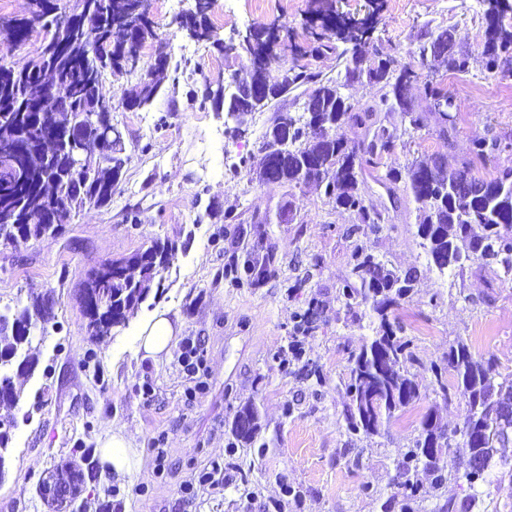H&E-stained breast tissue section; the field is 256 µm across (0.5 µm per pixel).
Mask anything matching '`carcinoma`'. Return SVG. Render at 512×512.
<instances>
[{
	"instance_id": "cac0c4a2",
	"label": "carcinoma",
	"mask_w": 512,
	"mask_h": 512,
	"mask_svg": "<svg viewBox=\"0 0 512 512\" xmlns=\"http://www.w3.org/2000/svg\"><path fill=\"white\" fill-rule=\"evenodd\" d=\"M96 18L91 24L81 25L63 16L59 0H31V12L43 32L47 43H64L44 59L33 58L23 67H15L8 54L30 39L32 29L28 22L0 18L8 28L5 41H0V240L41 239L61 234L70 223L73 213L85 208H107L112 203L114 188L123 175L124 166L110 163L105 157L90 154L95 167L87 178L66 174L64 163L45 158L43 134H54L59 115L50 108L48 100L38 101L32 96L42 70L48 68L57 75L61 86L58 105L65 107L112 108V98L104 93V84L110 70L127 66L125 74L131 76L139 69L144 44L142 31L153 25L144 14L136 12L132 0H94ZM512 11L509 0H494L486 14L487 26L481 56L482 68L489 74L500 73L499 59L512 52V30L502 25L501 17ZM127 17L126 32L122 39L110 42L112 24L120 16ZM237 54L250 59L247 77L240 80L235 91L224 95V101L213 103L216 109L245 115L264 111L269 103L299 85L312 81L314 75L303 68H286V76L277 82L267 77L268 65L259 63L261 57L273 58L271 41L242 43ZM420 64L428 59L439 62L452 75L470 73L474 63L472 53L455 46L453 32L441 28L419 43L414 51ZM148 73L140 75L137 83L122 100L128 109L150 104L160 85L155 82L146 87ZM366 78L381 86L380 103L360 111L346 104L336 81H318L302 104L301 115L288 112L275 113L271 125L262 135L260 158L243 156L234 172L245 173L261 184L279 183L288 186L313 183L323 190L324 196L336 208L354 214L356 225L351 233L360 234L353 253L349 277L339 289L344 306H368L377 315L379 324L375 336L363 343L349 358L346 389L350 404L344 415L346 430L352 434L374 436L383 423L396 411L405 408L420 396L419 383L411 375L409 365L416 361L413 341L405 336L403 325L390 319L388 311L407 297L411 275H400L371 252V237L385 229L382 214L365 205L359 188V175L367 168L380 164L385 154L395 153L397 136L380 117L383 110L398 109L401 121L408 124L407 131L420 132L434 127L439 136L447 138L455 130L456 116L442 111L452 105V97L443 82L431 75H422L412 66L399 68V79L392 80V71L383 59L369 60L354 52L345 60V80L350 82ZM418 84L422 96L429 101L426 112H417L408 101L407 91ZM351 122L365 129L364 137L354 143L337 134L344 123ZM25 148L27 159L13 154V145ZM503 150L495 136H477L472 152L487 159ZM385 181L392 185L403 183L420 212L417 235L422 239L426 256L442 273L461 272L465 265L489 268L502 281L512 279V168H506L492 179L472 175L471 161L463 160L454 166L442 159L431 163L416 159L399 167L390 168ZM52 189L61 222L46 224L42 219L43 201L38 187ZM165 254L159 261L148 251L112 259V278L98 286L91 294L82 288L81 302L85 315L93 317L95 298L104 296L112 301V316L126 320L127 314L149 296L152 288H161L164 273L175 255L176 245L166 244ZM274 254L266 250L263 255L247 253L244 262L234 259L224 267V279L235 288H256L271 273ZM319 302L311 297L306 308L296 314V330L307 333L313 329V315ZM15 334L4 337V351L10 356L0 359V381L7 390L0 392V403L15 404L21 392L14 378L17 367L25 366L23 374L31 375L37 359L31 354V331L46 333L47 316L44 296L33 293L29 304L13 313ZM448 368L453 371V389L467 401V414L462 426L452 432L441 430L431 414L423 415L419 434L409 450V461L423 465L437 473L438 480L450 473L467 482L472 493L461 502V512L481 493L475 483L488 485L498 479L507 462L494 459L495 446L483 447L466 436L465 430L475 421L494 429L498 425V407L490 401L493 395L512 400V374H502L494 357L475 356L470 348L459 342L448 349ZM260 429L255 407L246 405L234 416L231 433L245 444L254 441ZM460 438L467 455L445 461L443 449L452 448V441ZM484 458V470L473 476L472 458ZM81 468L62 460L47 480L75 486V494L68 506L83 492L78 487Z\"/></svg>"
}]
</instances>
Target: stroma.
Wrapping results in <instances>:
<instances>
[{
  "label": "stroma",
  "instance_id": "1",
  "mask_svg": "<svg viewBox=\"0 0 512 512\" xmlns=\"http://www.w3.org/2000/svg\"><path fill=\"white\" fill-rule=\"evenodd\" d=\"M320 0H212L206 23L217 38L238 44L249 29L274 39L277 59L268 69L298 64L324 78L343 77L344 43L308 56L323 33ZM195 0H151L155 31L180 76L166 75L151 105L128 110L121 101L132 81L123 77L104 90L114 104L112 122L129 157L126 175L106 209L78 213L55 238L0 243V311L19 309L33 292L53 289L55 318L44 340L34 341L35 373L22 379L18 404L0 406L14 420L9 471L0 482V512H46L36 485L61 459H81L113 430L129 434L145 464L122 477L100 470L74 512H400L399 475L419 432L423 414L447 429L461 426L463 397L437 392L432 364H445L448 348L464 342L477 355L491 354L502 372L512 371V281L466 268L440 276L416 235L417 205L404 187L388 192L377 173L359 187L386 228L371 245L399 273L415 278L410 295L392 311L414 341L421 396L395 412L380 435L348 434L344 387L348 359L372 336L367 307L346 308L338 289L350 271L355 219L336 209L311 185L261 184L233 175L240 157L257 153L274 111L298 114L292 100L275 110L234 118L202 100L204 83L224 82L249 62L211 43L193 40L179 20ZM351 19L371 18L373 30L360 50L369 58L412 63L430 30L452 28L459 47L480 57L489 0H335ZM455 103L450 138L435 130L406 135L399 113L388 125L401 134L393 164L434 156L449 163L472 158V140L487 131L508 143L496 157L474 161L473 174L493 178L512 167V74L439 72ZM234 208L236 224L208 216L209 204ZM136 209L139 224L126 219ZM275 255L273 271L257 288H235L224 266L244 257L257 238ZM178 251L165 274V290L148 296L125 326L91 336L79 301L88 272L113 258L158 242ZM319 309L315 329L301 337L304 359L322 368L320 379L298 376L289 347L295 314L309 297ZM178 320L179 340L197 338L204 366L187 375L172 345L158 358L139 351L135 332L156 312ZM302 358V359H303ZM258 409L260 433L245 445L230 433L236 412ZM219 462L229 479L215 488L200 472ZM411 512H444L468 493L461 480L436 485L420 469Z\"/></svg>",
  "mask_w": 512,
  "mask_h": 512
}]
</instances>
